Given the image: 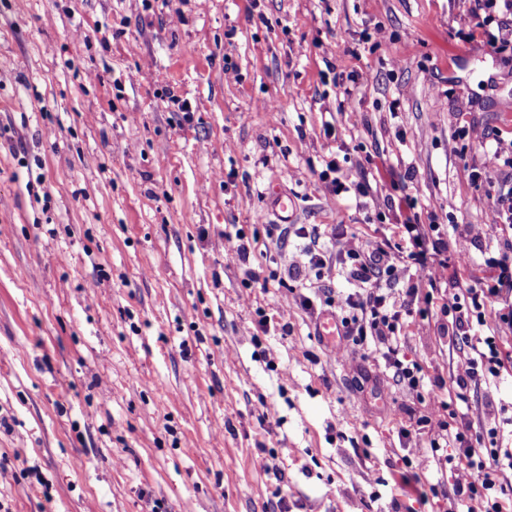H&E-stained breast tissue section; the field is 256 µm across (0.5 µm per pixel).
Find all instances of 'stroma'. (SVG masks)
I'll use <instances>...</instances> for the list:
<instances>
[{"label":"stroma","instance_id":"1","mask_svg":"<svg viewBox=\"0 0 512 512\" xmlns=\"http://www.w3.org/2000/svg\"><path fill=\"white\" fill-rule=\"evenodd\" d=\"M474 6L182 0L176 16L162 0H0V504L457 512L452 484L423 499L402 483L448 471L436 431L400 435L447 411L380 356L323 341L330 302L359 289L339 259L320 280L288 266L308 235L383 247L433 218L449 287L487 276L492 199L512 182V45L462 38ZM332 160L368 194L328 191ZM275 181L296 202L281 240ZM236 231L248 262L224 255ZM439 317L431 304L405 335L434 382L463 357Z\"/></svg>","mask_w":512,"mask_h":512}]
</instances>
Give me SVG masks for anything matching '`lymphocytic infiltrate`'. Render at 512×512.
<instances>
[{
    "instance_id": "f902f5d3",
    "label": "lymphocytic infiltrate",
    "mask_w": 512,
    "mask_h": 512,
    "mask_svg": "<svg viewBox=\"0 0 512 512\" xmlns=\"http://www.w3.org/2000/svg\"><path fill=\"white\" fill-rule=\"evenodd\" d=\"M494 223L504 228L499 254L487 258L494 274L486 288H458L449 293L439 308L443 317L440 331L451 342L467 345L469 352L449 375L448 391L424 388V368L407 359L402 350L407 317L419 304H432L438 282L448 270L443 259L444 239L438 224L400 225L394 250L371 247L359 237L346 233L337 236V256L354 280L363 283L361 291L348 294L343 303V325L353 345L377 341L382 357L393 371L394 380L410 393L427 395L430 404L444 409L450 401L464 399L468 390L484 387L488 404L499 415L497 423L485 433L473 432L468 422L449 427L448 439L455 453L447 461L455 476L454 494L459 501L477 502L483 512H505L512 504V484L503 482L512 472V401H504L498 382L512 370V353L504 351L495 337L471 338L474 324L484 323L485 295H500L512 290V189L499 194L492 209ZM407 254L419 267L416 279L399 295H392L377 283L380 275L395 277V253Z\"/></svg>"
}]
</instances>
